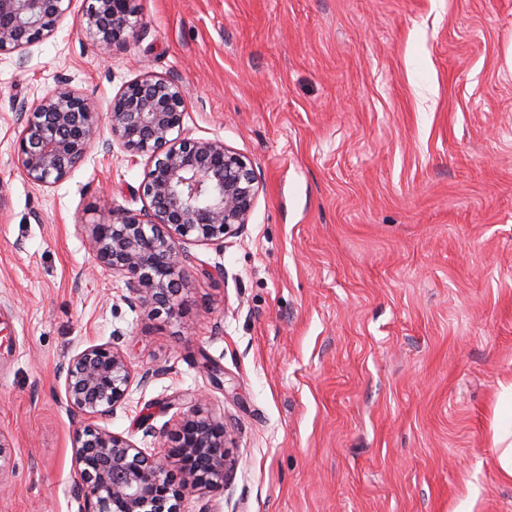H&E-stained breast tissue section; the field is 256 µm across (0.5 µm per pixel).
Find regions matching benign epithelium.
I'll return each mask as SVG.
<instances>
[{
	"instance_id": "benign-epithelium-1",
	"label": "benign epithelium",
	"mask_w": 512,
	"mask_h": 512,
	"mask_svg": "<svg viewBox=\"0 0 512 512\" xmlns=\"http://www.w3.org/2000/svg\"><path fill=\"white\" fill-rule=\"evenodd\" d=\"M75 0H0V54L19 53L52 36L72 13ZM138 25L133 0H84L79 32L101 55L127 41ZM22 125L17 169L31 184L51 188L102 141L131 157L146 158L139 211L112 209L105 224H86L89 248L123 280L130 307H160L169 316L189 267L196 263L183 244H217L249 222L260 184L251 161L219 139L184 134L186 97L165 78L126 84L107 113L70 90L16 106ZM114 335L77 350L58 372L73 426L75 494L80 512H180L188 494L222 490L235 465L224 422L195 404L175 429L147 453L103 423L124 403L135 372Z\"/></svg>"
}]
</instances>
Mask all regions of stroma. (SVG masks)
Instances as JSON below:
<instances>
[{
    "label": "stroma",
    "mask_w": 512,
    "mask_h": 512,
    "mask_svg": "<svg viewBox=\"0 0 512 512\" xmlns=\"http://www.w3.org/2000/svg\"><path fill=\"white\" fill-rule=\"evenodd\" d=\"M110 54L79 34L0 56V512H79L59 366L124 336L107 427L153 448L195 403L234 438L228 487L181 512H512V0H135ZM177 80L184 130L247 156L241 235L194 245L177 316L133 309L83 230L141 209L144 161L94 142L60 184L16 167V102L107 108ZM222 266L224 275L207 270Z\"/></svg>",
    "instance_id": "1"
}]
</instances>
